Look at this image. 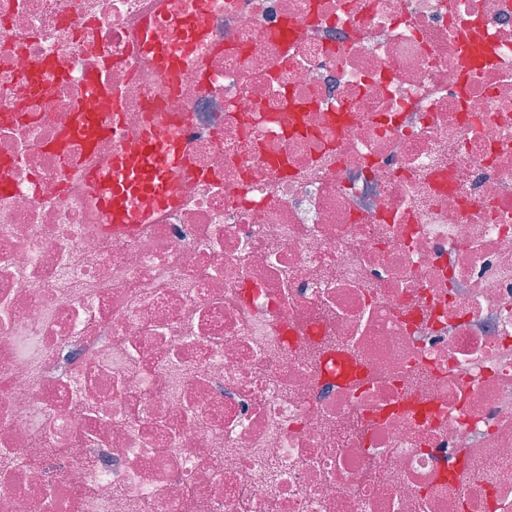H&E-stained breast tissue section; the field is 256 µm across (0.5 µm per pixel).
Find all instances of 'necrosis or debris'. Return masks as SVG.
I'll use <instances>...</instances> for the list:
<instances>
[{
	"label": "necrosis or debris",
	"mask_w": 512,
	"mask_h": 512,
	"mask_svg": "<svg viewBox=\"0 0 512 512\" xmlns=\"http://www.w3.org/2000/svg\"><path fill=\"white\" fill-rule=\"evenodd\" d=\"M197 8L0 0V512H512V0H224L168 89ZM150 100L192 173L107 234ZM159 29L164 36H158ZM207 36L206 28L193 15L160 14L141 30L137 49L152 57L160 79L175 89L184 63Z\"/></svg>",
	"instance_id": "4bbe7bcc"
}]
</instances>
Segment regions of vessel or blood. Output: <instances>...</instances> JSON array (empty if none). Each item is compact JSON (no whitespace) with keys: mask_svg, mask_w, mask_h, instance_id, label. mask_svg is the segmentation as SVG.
<instances>
[{"mask_svg":"<svg viewBox=\"0 0 512 512\" xmlns=\"http://www.w3.org/2000/svg\"><path fill=\"white\" fill-rule=\"evenodd\" d=\"M207 36L195 16L162 14L142 29L137 48L152 57L160 79L174 88L184 63ZM165 123L162 113L153 112L138 132L134 147L141 156L139 165L127 164L125 146L120 143L106 169L89 172V182L98 187V209L109 232H133L128 214L141 200H172V179L188 154L191 140L169 137Z\"/></svg>","mask_w":512,"mask_h":512,"instance_id":"b4317fda","label":"vessel or blood"}]
</instances>
